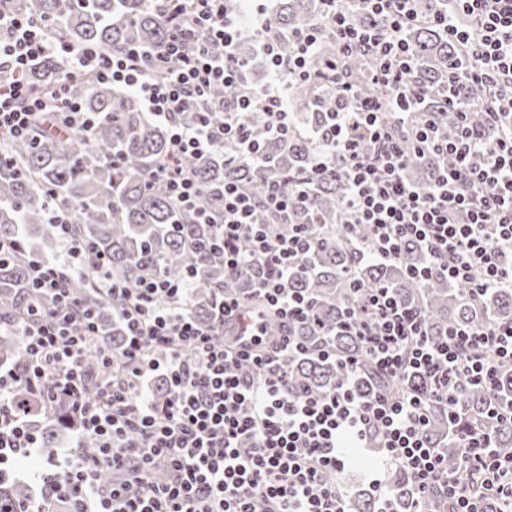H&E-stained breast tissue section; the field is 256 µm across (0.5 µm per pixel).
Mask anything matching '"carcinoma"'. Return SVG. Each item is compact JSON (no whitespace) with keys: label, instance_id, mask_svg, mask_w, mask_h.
I'll return each instance as SVG.
<instances>
[{"label":"carcinoma","instance_id":"1","mask_svg":"<svg viewBox=\"0 0 512 512\" xmlns=\"http://www.w3.org/2000/svg\"><path fill=\"white\" fill-rule=\"evenodd\" d=\"M9 9L23 15L38 12L49 20L50 39L77 48L94 47L102 53L119 50L129 42L158 43L166 34L158 3L147 0H10ZM270 16L267 34L278 36L286 55L290 51L288 34L315 25L319 9L314 0H272ZM406 38L415 58L411 80L426 91L420 109L451 135L457 121L455 105L448 101L446 93L448 63L466 60V53L431 26L416 25L406 32ZM335 54L334 37L323 33L321 51L312 60L311 71H321L323 61ZM368 69L369 60L362 55L351 56L342 64L346 79L361 95L384 96V91L367 80ZM61 78L60 65L49 57L38 60L29 73L32 84L43 90L59 84ZM70 92L84 111L100 113L90 137L76 134L58 140L43 136L37 128L28 138L3 146L12 166L0 167V239L17 238L21 248L0 262V319L11 321L31 302L27 276L34 254L28 238L38 234L48 246L56 240L46 224L52 193L55 204L69 211L76 236L106 256L109 273L115 280L131 287L153 275L178 280L188 267H195L190 310L200 321L209 319L220 291L240 292L253 287L258 268L250 266L240 274L225 273L221 258L200 251L202 243L212 237V225L200 223L189 210L178 209L165 182L147 181L155 161L168 152V125L152 119L134 92L97 83L88 74L74 76ZM458 98L470 106L469 121L474 132L482 140L494 142L500 130L486 120L485 89L469 85L458 90ZM289 101L297 131L267 143L268 166L253 169L242 165L234 160L233 144L224 142L216 143L201 159H182L183 168L195 176L204 204L215 218L222 214L220 190L224 181H239L260 200L271 182L289 172H305L312 167L314 130L320 127L323 114L335 108V99L318 93L311 81H294L289 85ZM444 163L435 155L416 156L408 173L414 182L425 187ZM345 195L344 179L335 174L318 180L310 197L293 198L294 222L303 224L312 214L332 229L288 282V287L305 294L312 303L311 321L292 327L300 341L311 343L320 330L335 327L345 310L356 305L358 297L343 285V276L349 269L364 285L383 283L403 303L420 307L429 332L437 338L450 324L479 327L491 319L512 320V292L508 290L488 293L483 304L476 307L461 287L442 277L426 284L410 278L407 269L425 261L422 247L415 242L405 244L397 258L382 264H354L349 238L340 224ZM62 270L70 281L72 294L99 309L98 322L103 332L98 342L110 341L117 331L112 325L111 304L98 294L93 280L83 270L73 271L67 265ZM335 351L338 358L355 354L363 361L358 380L363 391L395 393L423 388V381L418 378L393 380L378 372L365 361L354 336L335 337ZM0 364L17 369L27 364L24 349L12 336L0 335ZM84 371L90 381L89 391L94 394L95 382L107 375L96 350L86 356ZM288 374L290 386L317 395L332 391L346 377V371L334 359L315 354L290 360ZM511 399L512 370L505 368L498 375L496 389L469 387L455 407H431L427 437L439 446L448 445V470L468 482L476 494L482 492L481 481L461 468L464 449L458 447L457 438L485 425L487 412ZM33 420L40 422L42 455L54 456L62 443L65 425L39 414ZM494 442L502 456L512 457V426L499 427ZM389 481L398 507L406 509L411 493L406 475L392 472ZM27 496V488L15 482L0 485V512H17L19 502Z\"/></svg>","mask_w":512,"mask_h":512}]
</instances>
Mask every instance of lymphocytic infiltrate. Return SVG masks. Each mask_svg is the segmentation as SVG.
<instances>
[{"label": "lymphocytic infiltrate", "mask_w": 512, "mask_h": 512, "mask_svg": "<svg viewBox=\"0 0 512 512\" xmlns=\"http://www.w3.org/2000/svg\"><path fill=\"white\" fill-rule=\"evenodd\" d=\"M160 2L168 31L162 43H130L103 56L51 41L42 17L14 14L0 0V144L25 138L37 123L49 134L90 132L95 115L83 111L67 84L88 72L99 83L134 90L146 112L169 124V150L150 175L166 182L176 204L199 208L202 192L181 165L185 155L206 154L221 140L235 143L243 164L262 166V142L294 128L288 86L295 80L318 77L335 96L336 110L316 136L309 171L270 184L259 201L236 183L224 185V219L209 250L228 273L261 267L257 306L225 296L200 322L188 307L193 278L156 276L129 288L109 278L104 258L91 259L123 327L118 344L98 346L110 374L96 398L88 396L83 365L96 346L97 311L72 295L56 263L33 261L30 281L40 299L8 324L28 364L21 371L0 366V481L15 479L19 462L40 452L31 407L75 426L77 439L93 440L95 448L48 458L31 477L37 494L19 512H348L336 476L353 454L369 450L372 467L394 465L411 481L410 512H422L421 502L432 495L449 500L452 512H482L479 496L449 472L425 429L432 403L454 405L470 385L493 388L500 369L512 368V321L454 328L437 340L419 308L386 286L365 288L349 277L359 303L338 333L358 337L385 376L427 381L425 390L397 395L359 393L352 356L344 360L348 377L331 393L291 390L288 362L307 348L291 334L272 342L266 325L272 316L286 327L311 316L309 300L290 291L288 278L318 238L314 224L292 223V195L336 173L346 182L345 224L369 230L353 243L357 261L394 259L414 241L426 256L412 272L419 282L443 276L475 301L512 288V0H452V11L427 19L469 54L468 67L449 65L448 86L487 90L486 118L502 131L492 143L473 133L464 107L451 137L431 120L413 122L425 95L410 79L414 54L405 38L419 21L415 0H318L336 56L316 75L309 61L320 26L290 34L285 56L266 35L263 0ZM359 12L377 18L378 27H357ZM248 40L266 68L267 82L257 90L247 83L253 56L241 51ZM214 43L223 45L222 56L210 52ZM358 52L372 57L369 79L388 91L387 99L359 97L344 80L340 59ZM49 55L67 79L41 91L28 73ZM217 86L230 96L204 105ZM257 109L267 115L259 133L243 120ZM386 109L411 126V140L386 125ZM366 142L372 153L364 152ZM425 153L447 163L419 187L405 170L413 155ZM267 216L285 232L269 234ZM158 378L168 382L161 399L153 393ZM462 446L465 470L481 476L499 512H512V458L497 455L493 430L469 433ZM107 470L108 483L102 480Z\"/></svg>", "instance_id": "lymphocytic-infiltrate-1"}]
</instances>
